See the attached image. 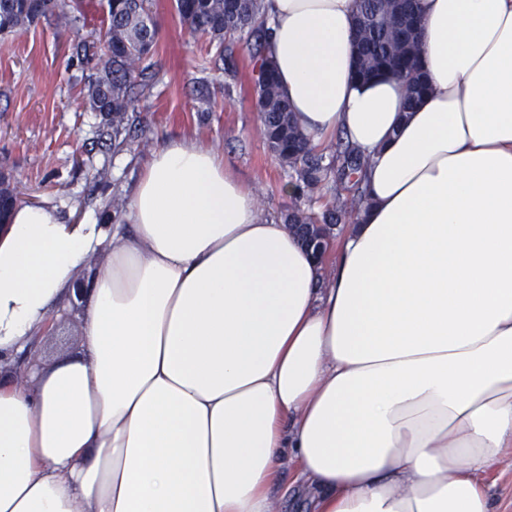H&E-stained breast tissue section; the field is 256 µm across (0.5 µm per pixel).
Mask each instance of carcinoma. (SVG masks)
Returning a JSON list of instances; mask_svg holds the SVG:
<instances>
[{"label":"carcinoma","instance_id":"obj_1","mask_svg":"<svg viewBox=\"0 0 512 512\" xmlns=\"http://www.w3.org/2000/svg\"><path fill=\"white\" fill-rule=\"evenodd\" d=\"M174 7L188 27L215 42L224 55V39L235 34L254 41V58L260 62L257 105L261 133L275 157L287 167L303 196L323 187L336 189V203L318 214L299 208L283 217L287 224H319L316 241L326 237L325 224H338L350 213L348 204L363 195L356 174L364 166L362 155L349 143L324 154L300 132L288 101L279 91L275 67L264 56L266 19L263 0H174ZM355 76L367 81L391 75L405 83L408 107L427 90L419 59V14L416 0H355ZM106 31L81 42L78 59L84 70L81 105L107 120L102 136L121 148L130 135V113L138 102L151 96L159 71L147 50L157 31L149 0H106ZM55 17L66 26L77 22L67 0H0V35L30 27L36 20ZM18 202L9 177L0 174V219L6 220Z\"/></svg>","mask_w":512,"mask_h":512}]
</instances>
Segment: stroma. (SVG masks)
<instances>
[{
  "label": "stroma",
  "instance_id": "1",
  "mask_svg": "<svg viewBox=\"0 0 512 512\" xmlns=\"http://www.w3.org/2000/svg\"><path fill=\"white\" fill-rule=\"evenodd\" d=\"M78 28L55 18L0 35V170L11 174L21 203L57 208L67 222L109 221L113 199L126 189L158 137L189 134L224 154V161L254 189L263 212L294 208L290 178L260 132L256 70L248 45L224 43L222 60L202 66L208 41L181 23L173 0H151L158 30L153 60L161 81L136 114L142 133L122 151L101 138L103 119L78 108L84 86L72 59L81 39L103 25L106 0H69ZM212 95V111L199 99ZM67 312L53 316L34 357L39 368L75 358L81 349L84 300L66 296Z\"/></svg>",
  "mask_w": 512,
  "mask_h": 512
}]
</instances>
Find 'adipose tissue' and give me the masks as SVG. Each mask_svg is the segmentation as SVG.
Masks as SVG:
<instances>
[{"instance_id": "obj_1", "label": "adipose tissue", "mask_w": 512, "mask_h": 512, "mask_svg": "<svg viewBox=\"0 0 512 512\" xmlns=\"http://www.w3.org/2000/svg\"><path fill=\"white\" fill-rule=\"evenodd\" d=\"M279 89L367 159L314 257L224 155L155 146L122 223L0 240V512H496L512 449V0H420L428 93L352 77L354 0H264ZM111 240L81 354L11 368ZM295 466L284 480L283 457ZM485 481L496 509L512 512V456L494 467Z\"/></svg>"}]
</instances>
